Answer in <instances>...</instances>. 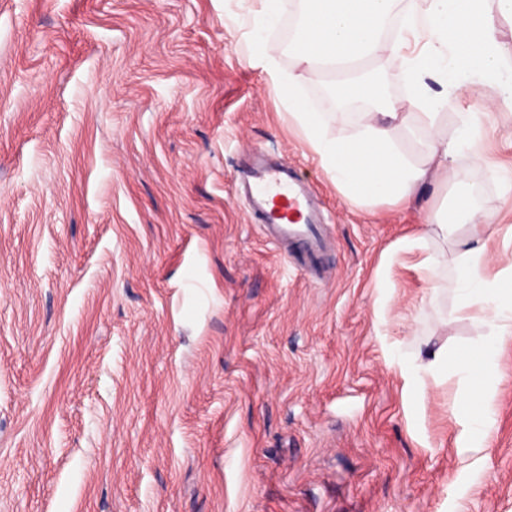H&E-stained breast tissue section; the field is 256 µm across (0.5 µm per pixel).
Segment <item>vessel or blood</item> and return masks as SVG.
Instances as JSON below:
<instances>
[{
  "label": "vessel or blood",
  "instance_id": "obj_1",
  "mask_svg": "<svg viewBox=\"0 0 512 512\" xmlns=\"http://www.w3.org/2000/svg\"><path fill=\"white\" fill-rule=\"evenodd\" d=\"M252 200V213L275 247H296L316 257L324 244L320 208L294 168L251 155L237 185Z\"/></svg>",
  "mask_w": 512,
  "mask_h": 512
}]
</instances>
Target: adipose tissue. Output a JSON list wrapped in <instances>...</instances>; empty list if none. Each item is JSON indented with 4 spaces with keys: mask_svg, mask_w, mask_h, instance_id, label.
<instances>
[{
    "mask_svg": "<svg viewBox=\"0 0 512 512\" xmlns=\"http://www.w3.org/2000/svg\"><path fill=\"white\" fill-rule=\"evenodd\" d=\"M251 38L269 77V89L288 108L320 166L352 203L387 202L415 206L419 191L457 177L459 156L472 166L483 164L478 139L481 112H464L453 137L434 130L439 110L448 106L455 89L488 87L496 92L481 111L512 106V63L504 59L495 17L512 15V0H301L292 50L294 68L283 69L280 50L271 39L281 0H258ZM397 60L406 87L404 97L385 95L378 78L363 74L338 81L336 99H365L354 133L331 135L339 112L314 111L302 89L310 72L351 70L368 59ZM439 92H432V85ZM428 130L416 139L417 130ZM414 139L406 148V139ZM500 231L492 212L474 214L466 200L454 208L430 211L414 234L399 239L387 260L422 254L421 269L436 283L445 261L455 271L454 318L479 314L487 334L481 345L451 362L462 385L454 392L452 412L463 427V447L487 448V423L496 394V360L500 347L512 340V259L489 271L487 242ZM452 245L454 257L444 247Z\"/></svg>",
    "mask_w": 512,
    "mask_h": 512,
    "instance_id": "ef3b65f1",
    "label": "adipose tissue"
}]
</instances>
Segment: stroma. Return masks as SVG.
I'll use <instances>...</instances> for the list:
<instances>
[{"instance_id": "1", "label": "stroma", "mask_w": 512, "mask_h": 512, "mask_svg": "<svg viewBox=\"0 0 512 512\" xmlns=\"http://www.w3.org/2000/svg\"><path fill=\"white\" fill-rule=\"evenodd\" d=\"M253 0H0V512H512V344L489 449L459 448L451 320L391 246L465 195L512 225V109L422 206L348 201L254 53ZM288 162L330 228L320 278L233 181Z\"/></svg>"}]
</instances>
